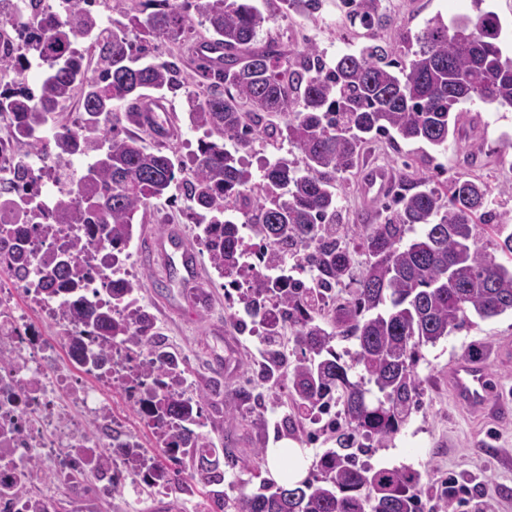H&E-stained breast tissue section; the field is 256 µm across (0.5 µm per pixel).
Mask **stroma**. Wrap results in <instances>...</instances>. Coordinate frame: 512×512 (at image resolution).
<instances>
[{
	"mask_svg": "<svg viewBox=\"0 0 512 512\" xmlns=\"http://www.w3.org/2000/svg\"><path fill=\"white\" fill-rule=\"evenodd\" d=\"M339 0H321L315 16L283 13L281 0H256L270 20L259 32L258 43L276 39L294 52L314 42L326 62L358 51L364 40L360 26L337 22ZM389 24L379 42L399 48L414 41L430 22L473 19L483 11L498 13L503 25V49L512 56V0H384ZM170 135L156 143L152 133L135 125L131 107L115 103L127 131L141 136L147 147L175 150L188 160L202 136L191 126L185 97L167 100ZM463 118L447 145L381 137L367 145L360 166L340 189L339 214L346 224H379L383 199L366 198L363 184L374 167L392 174L408 171L411 179L433 178L436 187L456 176L478 178L491 188L492 207L512 216V107L496 103H464ZM169 199L151 200L139 211L128 248L132 279L141 284L134 298L153 317L169 351L183 362L190 395L206 394L201 430L212 442L215 458H223L231 444L239 459L224 470L229 496L252 493L268 477L258 449L283 439L282 418L290 412L287 387L269 390L256 375L263 361L261 337L254 328L235 320L236 305L224 293V280L212 267L198 239L184 200L182 184H173ZM178 227L200 262L201 285L169 277L153 265L152 246L168 227ZM512 348V313L491 319L470 315L462 328L452 330L436 344L421 349L416 375L421 389L417 406L401 430L372 454L373 465L406 466L420 475L426 506L440 504L448 483L467 490L468 512H512V419L493 413L475 415L458 405L448 389V368L461 356L486 362L489 389L495 402L512 407V360L500 358L501 348ZM100 398L124 425L140 436L145 450L159 456L160 439L127 402L119 385L100 386ZM95 512H207V499L191 481L172 484L171 495L156 499L148 493L124 495L121 505L99 504Z\"/></svg>",
	"mask_w": 512,
	"mask_h": 512,
	"instance_id": "35a3bbf8",
	"label": "stroma"
}]
</instances>
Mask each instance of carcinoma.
<instances>
[{"label": "carcinoma", "mask_w": 512, "mask_h": 512, "mask_svg": "<svg viewBox=\"0 0 512 512\" xmlns=\"http://www.w3.org/2000/svg\"><path fill=\"white\" fill-rule=\"evenodd\" d=\"M86 0H62L65 16L22 29L16 56H0V72L14 73L0 84V116L23 140L11 156L19 173L14 185L26 203L23 218L41 216L38 196L44 179L60 188L55 223L79 224L71 249L44 263L47 294H71L73 315L88 336H111L146 349L151 362L141 375L144 391L157 400L154 414L170 419L171 442L183 454L203 449L188 473L211 487L208 499L221 512H424L420 475L409 467L373 466L360 456L375 451L407 421L419 395L415 366L420 348L434 345L469 320L512 312V269L478 245L476 226L490 224L496 250L512 260L509 218L490 208V188L478 179L454 177L443 194L428 178L409 183L386 205L381 224L350 225L338 220V190L357 166L364 146L395 131L406 141L439 147L458 132L459 105L467 102L512 106V58L500 47L502 23L492 11L476 21L441 20L416 36L418 50L409 64L376 43L388 24L381 0H340L347 19L370 31L357 53L328 65L310 43L290 57L274 40L254 48L270 17L252 0H133L108 27L84 10ZM287 10L313 15L319 0H282ZM197 16L204 30L194 42L190 62L196 90H188L182 62L151 57L147 43L157 36L179 41ZM207 43L222 52L218 60L200 56ZM46 65L34 87L23 76L28 56ZM185 94L188 119L204 131L191 167L184 169L142 138L129 134L114 112L118 101L136 103L145 92ZM80 93L79 119H55L59 106ZM55 121L52 143L37 136ZM262 139L288 143L301 162L278 156L265 160L262 183L237 156ZM233 141L236 150L226 149ZM41 156L49 167H31ZM85 156L78 174L71 159ZM182 181L188 209L195 213L198 238L212 266L225 279L238 277L248 245L239 226L251 227L266 250L269 266L293 261L313 272L310 279L276 288L259 274L235 289L242 312L254 324L269 302L278 304L298 349L283 366L275 356L265 380L286 374L294 414L288 432L315 425L332 400L341 401L345 426H336L340 447L325 452L316 471L294 486L265 482L259 491L230 498L213 486L224 481L219 461L207 457L209 442L188 429L201 417L200 400L170 398L158 389L161 377L183 375L177 357L154 340L150 314L134 306L141 288L128 282L108 289V304L81 294L85 266L104 249L112 260L125 254L134 233L135 214ZM354 233L368 254L355 279L352 298L325 320L333 288L349 276L352 256L339 232ZM0 271L24 278L28 271L16 253L0 258ZM353 339L350 360L336 351V337Z\"/></svg>", "instance_id": "1"}]
</instances>
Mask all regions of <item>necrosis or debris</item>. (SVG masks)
<instances>
[{"instance_id":"4bbe7bcc","label":"necrosis or debris","mask_w":512,"mask_h":512,"mask_svg":"<svg viewBox=\"0 0 512 512\" xmlns=\"http://www.w3.org/2000/svg\"><path fill=\"white\" fill-rule=\"evenodd\" d=\"M56 188L44 182L40 199L45 221L41 234L18 235L21 203L0 186V242L25 249L32 268L26 281L14 282L27 292L43 318L54 322V334L36 329L7 308L8 293L0 292V512H56V498L47 479L64 485L69 512H90L92 505L112 501L113 487L127 485L132 470L150 475L157 495H165L171 480L153 476L150 460H135L139 436L113 416L111 409L85 378L118 383L131 401H139L136 377L142 360H131L125 344L108 336L73 341L71 324L63 318L67 298L37 292L41 259L74 232L71 224L52 219ZM103 352L97 365L86 364L91 352ZM69 393L67 403L55 400L58 388ZM94 472L93 483L83 474Z\"/></svg>"}]
</instances>
